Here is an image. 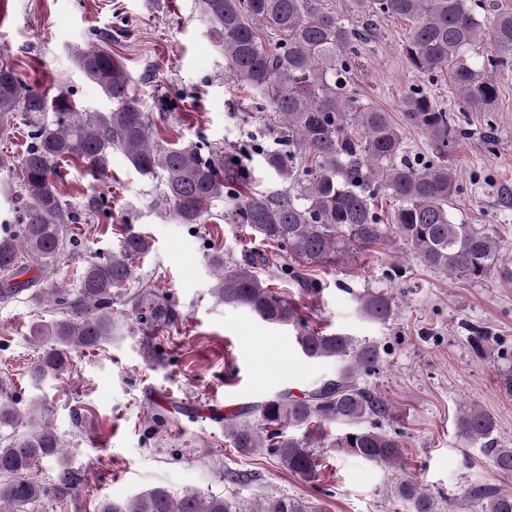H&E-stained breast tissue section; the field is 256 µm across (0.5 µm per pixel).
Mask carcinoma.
I'll list each match as a JSON object with an SVG mask.
<instances>
[{
  "label": "carcinoma",
  "instance_id": "obj_1",
  "mask_svg": "<svg viewBox=\"0 0 512 512\" xmlns=\"http://www.w3.org/2000/svg\"><path fill=\"white\" fill-rule=\"evenodd\" d=\"M361 22L357 29L327 10L321 0H199L201 16L224 49L228 73L252 93L256 107L274 117L276 147L263 153L264 166L288 181V189L268 199L248 195L245 159L214 153L193 141L180 144L153 140L152 123L143 111L121 58L95 45L70 52L73 64L111 100L107 112L79 110L69 94L49 96L30 86L25 76L0 53V140L10 139L14 121L27 127L25 148L18 155L0 154V170L18 176L10 189L13 220L0 224V300L21 294L48 302L61 317L32 326L38 358L32 380L59 378L72 354L100 350L135 334L116 301L131 304L134 321L154 330L169 329L180 318L177 305L156 290L127 296L133 263L152 249V238L127 228L117 250L83 263L71 284L48 287L60 270L61 257L81 246L67 225L112 220L108 201L91 199L83 209L67 204L58 179L62 164L81 167L94 180L108 177L112 151H122L143 176H161L164 197L180 224H204L212 206L228 200L227 219L261 240L284 248L300 266L336 262L352 246L370 247L399 240L425 265L466 279L495 273L512 280V259L499 254L491 224H466L450 211L459 191L456 154L465 136L450 112L439 108L423 90L403 98L405 122L427 134L429 157L405 154L402 136L388 113L365 102L350 84L359 44L375 20L408 21L403 49L417 71L448 73L460 103L487 108L498 88L489 73L512 62V13L478 20L469 0H353ZM496 54L480 66L467 53L483 38ZM385 190L393 202L390 223H382L373 199ZM30 259L37 274L23 262ZM214 283L211 294L223 305L244 308L261 320L300 324L298 309L258 275L256 257L224 261V252L209 254ZM362 312L385 322L394 299L385 292L360 297ZM302 355L336 360L335 375L307 393L288 390L252 406L254 426L224 416V432L233 448L247 456L264 448L288 472L303 478L315 473L313 448L326 425H347L334 447L366 461L396 467L402 445L369 419L388 414L383 396L362 378L381 359L379 347L343 333L301 329L295 336ZM23 415L16 402L0 396V428H14ZM306 427L301 436L291 430ZM458 437L468 444H487L495 429L492 417L478 407L460 413ZM496 468L512 475V448H491ZM56 470L55 483L39 478V466ZM0 512H26L51 494L73 490L81 476L67 461L59 436L44 424L0 445ZM395 493L414 512H436L435 499L414 478L402 480ZM466 497L483 512H512V489L474 485ZM98 512H243V505L213 494L188 491L175 498L157 486L131 500L105 503ZM252 512H314L302 500L274 497Z\"/></svg>",
  "mask_w": 512,
  "mask_h": 512
}]
</instances>
